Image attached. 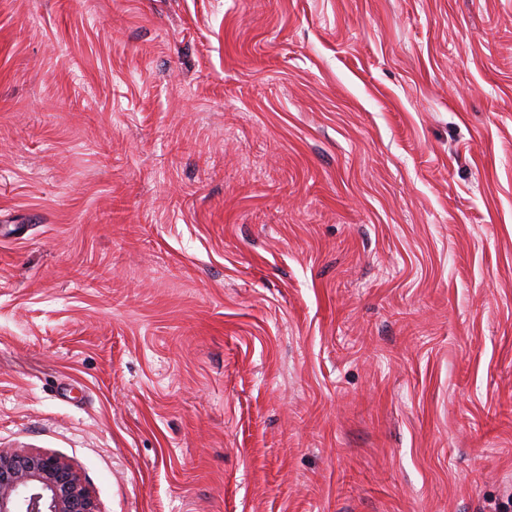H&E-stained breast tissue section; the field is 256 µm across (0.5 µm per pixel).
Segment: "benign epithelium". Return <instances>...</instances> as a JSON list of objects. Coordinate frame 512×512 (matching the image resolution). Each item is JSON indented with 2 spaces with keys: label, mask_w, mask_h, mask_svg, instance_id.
Here are the masks:
<instances>
[{
  "label": "benign epithelium",
  "mask_w": 512,
  "mask_h": 512,
  "mask_svg": "<svg viewBox=\"0 0 512 512\" xmlns=\"http://www.w3.org/2000/svg\"><path fill=\"white\" fill-rule=\"evenodd\" d=\"M0 512H100L81 473L41 450L0 448Z\"/></svg>",
  "instance_id": "benign-epithelium-1"
}]
</instances>
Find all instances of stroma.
I'll use <instances>...</instances> for the list:
<instances>
[{
	"instance_id": "stroma-1",
	"label": "stroma",
	"mask_w": 512,
	"mask_h": 512,
	"mask_svg": "<svg viewBox=\"0 0 512 512\" xmlns=\"http://www.w3.org/2000/svg\"><path fill=\"white\" fill-rule=\"evenodd\" d=\"M0 448L101 512H493L512 0H0Z\"/></svg>"
}]
</instances>
